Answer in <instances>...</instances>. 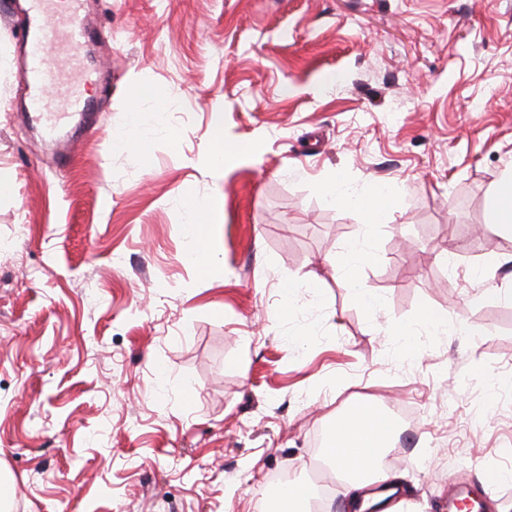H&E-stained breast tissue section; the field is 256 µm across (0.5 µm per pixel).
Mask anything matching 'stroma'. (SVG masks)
Wrapping results in <instances>:
<instances>
[{"mask_svg": "<svg viewBox=\"0 0 512 512\" xmlns=\"http://www.w3.org/2000/svg\"><path fill=\"white\" fill-rule=\"evenodd\" d=\"M82 16L89 109L50 139L26 118L30 0H0L9 512H257L273 476L307 489L312 437L349 405L410 443L389 459L397 512L512 476V276L477 275L512 252L491 220L512 0H84ZM132 111L144 155L116 146ZM329 180L382 188L387 221L331 203ZM188 198L210 203L205 274L184 257ZM354 247L377 305L333 268Z\"/></svg>", "mask_w": 512, "mask_h": 512, "instance_id": "35a3bbf8", "label": "stroma"}]
</instances>
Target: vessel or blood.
I'll return each instance as SVG.
<instances>
[{
    "label": "vessel or blood",
    "instance_id": "1",
    "mask_svg": "<svg viewBox=\"0 0 512 512\" xmlns=\"http://www.w3.org/2000/svg\"><path fill=\"white\" fill-rule=\"evenodd\" d=\"M40 36L30 41L28 64L22 78L32 88L31 108L47 135H55L72 113L84 111L87 103L77 81L63 78L64 70H77L79 49L87 31L80 21L82 0H69L68 13H60L55 0H42ZM65 44L66 69H57L52 45Z\"/></svg>",
    "mask_w": 512,
    "mask_h": 512
}]
</instances>
